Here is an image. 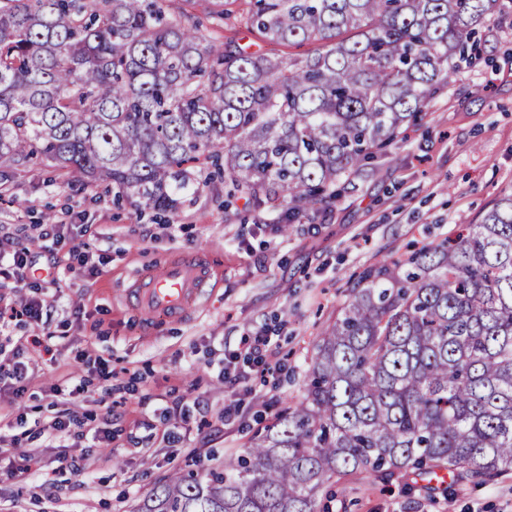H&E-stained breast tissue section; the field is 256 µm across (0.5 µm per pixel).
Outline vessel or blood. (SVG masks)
Here are the masks:
<instances>
[{
	"instance_id": "vessel-or-blood-1",
	"label": "vessel or blood",
	"mask_w": 512,
	"mask_h": 512,
	"mask_svg": "<svg viewBox=\"0 0 512 512\" xmlns=\"http://www.w3.org/2000/svg\"><path fill=\"white\" fill-rule=\"evenodd\" d=\"M210 280L206 262L189 256L167 262L161 269L146 268L137 275L132 297L143 312L180 316L189 298L201 295Z\"/></svg>"
}]
</instances>
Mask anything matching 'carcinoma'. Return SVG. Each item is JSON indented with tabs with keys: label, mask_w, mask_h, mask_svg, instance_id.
<instances>
[{
	"label": "carcinoma",
	"mask_w": 512,
	"mask_h": 512,
	"mask_svg": "<svg viewBox=\"0 0 512 512\" xmlns=\"http://www.w3.org/2000/svg\"><path fill=\"white\" fill-rule=\"evenodd\" d=\"M199 0H0V186L39 158L113 202L177 212L194 181L289 224L422 118L512 0H219L304 58L215 44ZM303 397L224 464L132 512H319L346 477L512 475V193L464 233L383 260L321 332Z\"/></svg>",
	"instance_id": "1"
}]
</instances>
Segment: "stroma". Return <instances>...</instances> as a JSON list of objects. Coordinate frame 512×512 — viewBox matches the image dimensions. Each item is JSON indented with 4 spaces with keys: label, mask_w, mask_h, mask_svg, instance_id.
Wrapping results in <instances>:
<instances>
[{
    "label": "stroma",
    "mask_w": 512,
    "mask_h": 512,
    "mask_svg": "<svg viewBox=\"0 0 512 512\" xmlns=\"http://www.w3.org/2000/svg\"><path fill=\"white\" fill-rule=\"evenodd\" d=\"M512 191V25L485 30L474 66L438 90L418 126L341 184L306 224L280 211L224 205V188L189 184L177 215L112 203L106 184L69 182L39 165L0 187V251L23 245L48 277H6L0 308L34 299L39 321L0 330V356L29 366L21 393L0 387V439L34 454L38 475L0 453V512H130L164 476L238 454L304 391L322 329L349 280L411 245L479 223ZM67 225L61 244L49 223ZM181 254L210 265V285L182 316L143 315L135 274ZM97 274H89V267ZM262 334V358L248 340ZM49 337L50 352L34 337ZM244 374L235 382L233 374ZM78 415L68 449L50 424ZM82 467L73 473L68 459ZM330 512H512V476L452 485L396 475L337 482Z\"/></svg>",
    "instance_id": "obj_1"
}]
</instances>
